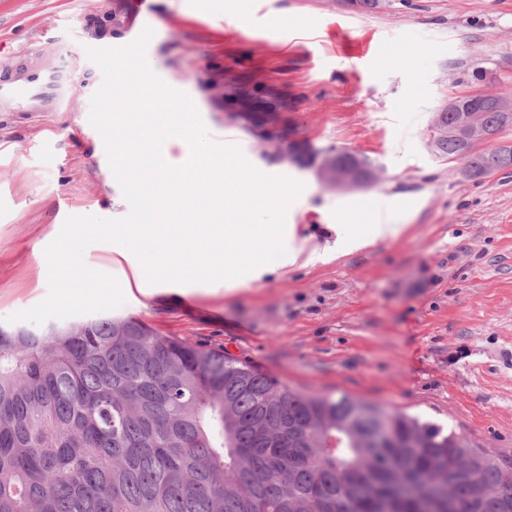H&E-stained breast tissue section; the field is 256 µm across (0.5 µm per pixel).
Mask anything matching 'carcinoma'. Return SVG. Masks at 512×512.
Returning <instances> with one entry per match:
<instances>
[{
    "instance_id": "obj_1",
    "label": "carcinoma",
    "mask_w": 512,
    "mask_h": 512,
    "mask_svg": "<svg viewBox=\"0 0 512 512\" xmlns=\"http://www.w3.org/2000/svg\"><path fill=\"white\" fill-rule=\"evenodd\" d=\"M468 112L442 114L435 150L512 168L511 146L463 155L446 129ZM0 512H512V472L441 424L99 317L0 326Z\"/></svg>"
}]
</instances>
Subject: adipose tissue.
I'll list each match as a JSON object with an SVG mask.
<instances>
[{
  "mask_svg": "<svg viewBox=\"0 0 512 512\" xmlns=\"http://www.w3.org/2000/svg\"><path fill=\"white\" fill-rule=\"evenodd\" d=\"M142 114L133 125L134 151L117 142L113 151L126 155L142 181L166 173L162 190L175 200L194 201L206 196L227 198L239 206L249 205L258 193V183L241 176L243 159L232 141L222 147L193 136L198 112L186 94L172 95L156 90L138 95ZM112 260L120 262L146 255L144 263H132V282L137 288H187L210 290L224 287L234 291L242 284L286 273L288 267L312 266L325 261L327 251L309 247L290 224H211L204 226L199 241L223 251L218 263L191 261L161 247L158 239L145 235L140 224H114L110 227Z\"/></svg>",
  "mask_w": 512,
  "mask_h": 512,
  "instance_id": "ef3b65f1",
  "label": "adipose tissue"
}]
</instances>
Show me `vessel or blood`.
I'll use <instances>...</instances> for the list:
<instances>
[{
    "label": "vessel or blood",
    "mask_w": 512,
    "mask_h": 512,
    "mask_svg": "<svg viewBox=\"0 0 512 512\" xmlns=\"http://www.w3.org/2000/svg\"><path fill=\"white\" fill-rule=\"evenodd\" d=\"M64 98L55 61L32 62L22 50L16 65L0 74V112H54Z\"/></svg>",
    "instance_id": "1"
}]
</instances>
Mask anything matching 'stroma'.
Returning a JSON list of instances; mask_svg holds the SVG:
<instances>
[{
  "mask_svg": "<svg viewBox=\"0 0 512 512\" xmlns=\"http://www.w3.org/2000/svg\"><path fill=\"white\" fill-rule=\"evenodd\" d=\"M247 15L248 26L237 18ZM157 32L152 59L197 102L200 139L233 140L265 191L299 200L236 211L237 224H292L316 243L369 224L394 239L233 292H126L118 317L247 361L303 394L380 403L460 431L512 462V169L464 178L435 153L434 117L465 94H512V0H0V69L19 47L51 56L57 112H0V325L48 295L46 248L62 207L126 217L122 190L86 123L102 84L88 47ZM262 114L277 139L248 120ZM313 156L289 159L287 144ZM370 157L374 183L342 189L317 164Z\"/></svg>",
  "mask_w": 512,
  "mask_h": 512,
  "instance_id": "35a3bbf8",
  "label": "stroma"
}]
</instances>
